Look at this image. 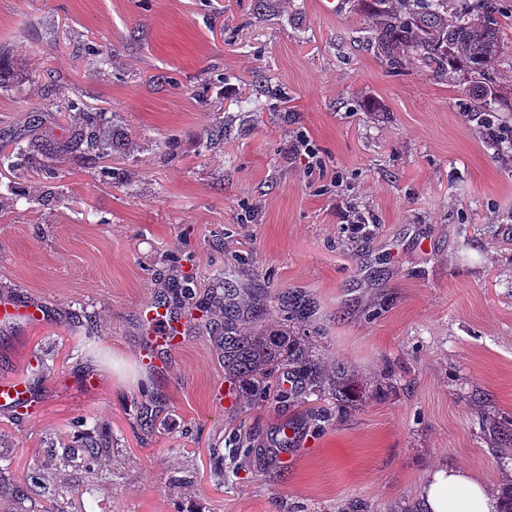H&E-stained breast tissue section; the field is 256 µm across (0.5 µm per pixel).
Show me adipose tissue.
Returning a JSON list of instances; mask_svg holds the SVG:
<instances>
[{"label":"adipose tissue","instance_id":"ef3b65f1","mask_svg":"<svg viewBox=\"0 0 512 512\" xmlns=\"http://www.w3.org/2000/svg\"><path fill=\"white\" fill-rule=\"evenodd\" d=\"M422 504L425 512H499L502 506L485 480L445 467L431 471Z\"/></svg>","mask_w":512,"mask_h":512}]
</instances>
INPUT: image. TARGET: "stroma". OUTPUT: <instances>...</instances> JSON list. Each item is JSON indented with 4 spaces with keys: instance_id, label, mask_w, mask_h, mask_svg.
Wrapping results in <instances>:
<instances>
[{
    "instance_id": "obj_1",
    "label": "stroma",
    "mask_w": 512,
    "mask_h": 512,
    "mask_svg": "<svg viewBox=\"0 0 512 512\" xmlns=\"http://www.w3.org/2000/svg\"><path fill=\"white\" fill-rule=\"evenodd\" d=\"M345 2L0 0V52L36 73L0 88V145L60 137L62 86L130 138L109 183L68 156L53 179L0 172V296L49 316L0 329V375L43 361L36 402L0 410L1 477L74 446L81 418L112 446L96 475L45 472L62 512H423L439 465L512 485V157L469 81L414 54L388 70L372 0ZM220 286L301 302L290 329L343 369L345 406L240 401ZM160 298L190 328L163 374L142 314ZM241 430L252 454L228 461Z\"/></svg>"
}]
</instances>
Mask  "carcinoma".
<instances>
[{
	"label": "carcinoma",
	"mask_w": 512,
	"mask_h": 512,
	"mask_svg": "<svg viewBox=\"0 0 512 512\" xmlns=\"http://www.w3.org/2000/svg\"><path fill=\"white\" fill-rule=\"evenodd\" d=\"M376 23L371 41L380 61L391 70L403 68L406 58L416 54L439 76L464 66L474 77L476 112H492L499 99L495 63L501 54L497 24L489 19L492 0H475L465 13H454L452 0H374ZM33 71L23 61L11 62L0 53V86L31 79ZM78 112L79 121L72 112ZM57 112L69 123L65 136L50 143L27 138L11 146L0 145V169L26 170L48 178L56 177L54 159L72 155L90 162L111 157L120 144L101 135L102 113L82 112L79 103L64 94ZM269 297L255 293L243 303L225 289L224 320L217 325L224 339V372L245 388H254L261 400L285 403L292 397H307L323 386L321 357L313 348L288 332V326L263 325L257 320L267 310ZM109 448L106 437L95 431L80 432L78 447L62 452L49 450L43 466L80 467L94 470L99 455Z\"/></svg>",
	"instance_id": "1"
}]
</instances>
